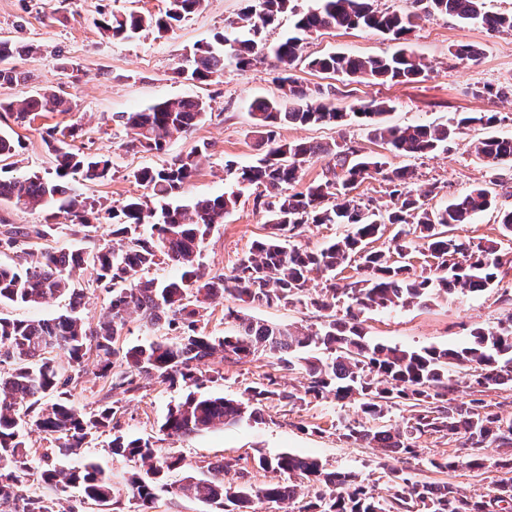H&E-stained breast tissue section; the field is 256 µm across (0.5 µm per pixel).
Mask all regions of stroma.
<instances>
[{
	"label": "stroma",
	"mask_w": 512,
	"mask_h": 512,
	"mask_svg": "<svg viewBox=\"0 0 512 512\" xmlns=\"http://www.w3.org/2000/svg\"><path fill=\"white\" fill-rule=\"evenodd\" d=\"M166 0H0V39L15 43L17 50L9 65L29 77L26 84L0 88V97L23 95L52 89L69 98L67 113L43 112L34 120L19 124L13 116L0 112V130L14 132L22 147L16 157L20 172L45 173L53 168L44 137L54 126L76 125L82 136L77 144L110 156L112 175L101 182L79 181L75 190L110 206L128 197L144 195L145 189L130 176L144 166L159 167L174 162L192 148L207 145L208 151L198 173L180 192L182 203L201 196H215L234 190L224 178V164H253L256 146L254 119L249 104L257 97H275L279 89L274 58L241 72L226 66L221 76L203 84L177 79L174 69L183 62L194 45L214 43L237 20L244 0H206L204 7L189 16L174 32L127 40L104 35L94 24L99 11L120 14H156L165 9ZM410 48L427 66L425 77L412 84H378L370 80H348L340 75L318 72L308 67L313 58L340 52L347 55L384 56L395 43L387 36L367 28L327 30L312 34L303 45V63L297 69L300 81L308 87L331 85L336 89V104L347 109L372 99L386 101L390 110L383 120L389 126L453 123L459 114L497 113L499 121L491 127L472 126L449 142L447 148L419 158L387 152L384 145L371 141L368 129L358 120L344 125H283L277 130L285 142H351L364 153L384 156L390 167L409 168L413 188L430 191V202L443 206L471 188L489 187L496 197V208L477 215L471 223L455 227L457 237L473 242L484 238L500 240L501 248L512 253V236H503L498 213L512 210V167L492 170L479 158L474 145L490 136L512 134V95L489 97L480 88H495L512 83V35L490 34L480 24H459L454 18L418 15L410 35ZM479 49L477 59H458V45ZM202 98L208 116L189 133L170 141L164 152L145 153L130 147L124 128L112 120L113 114L142 110L172 98ZM268 214L255 207L250 192H243L239 205L215 225L204 244L201 262L212 274L230 273L238 259L248 252L254 239L263 235ZM248 315L274 324L303 325L319 329L322 319L313 308L301 306H258L242 304ZM512 313V274L492 288L475 294L442 292L424 305H411L388 311H367L362 326L371 341L412 348H447L463 344L479 327L497 326ZM267 356L260 355L246 364H220L224 378L208 384L207 392L228 398L240 397L246 383L257 380L266 369ZM85 371L71 385L73 403L89 412L102 404L110 388L109 379L98 376L96 361L87 358ZM184 387H168L141 379L135 395L125 396L118 425L128 437L157 441L166 452L181 454L182 469L169 474L168 490L157 492L152 512H202L201 505L179 493L183 477L198 473L208 463L223 458H243L252 463L261 456L290 452L317 458L329 472L352 471L366 484L385 492L388 477L384 461L372 449L346 443L340 437L343 426L361 422L363 416L354 405L328 399L294 410L278 403L264 408V422L242 421L217 426L207 432L178 438L164 437L160 425L169 408L182 401ZM111 432L81 448L79 454L64 461L65 467L80 466L85 459H98L119 488L117 504L100 507L84 501L78 488H68L66 497L74 512H137L134 500L124 494L131 462L113 456L108 447ZM421 455L454 458L463 455L460 439L424 436L417 442ZM485 469L475 473L459 467L444 473L427 469L422 462H410L406 470L413 479L450 482L470 494L488 493L507 470L495 462L503 449L486 448Z\"/></svg>",
	"instance_id": "stroma-1"
}]
</instances>
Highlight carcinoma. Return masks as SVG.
Segmentation results:
<instances>
[{
  "mask_svg": "<svg viewBox=\"0 0 512 512\" xmlns=\"http://www.w3.org/2000/svg\"><path fill=\"white\" fill-rule=\"evenodd\" d=\"M295 0H249L231 33L217 36L224 49L210 44L194 46L189 65L175 74L204 83L224 71L229 57L239 71H247L267 58L260 41L264 29L286 13L295 17L294 34L277 44L276 81L283 90L278 99L256 98L251 104L258 143L266 147L256 163L238 166L225 163L237 183L253 190L254 206L269 212V232L253 242L228 275H210L199 262L213 227L237 207L235 192L197 198L184 205L179 194L197 173L206 150L194 148L167 167H141L132 171L136 184L150 190L153 203L132 197L107 209L72 193L76 179L106 180L112 160L99 153L74 148L79 127H56L47 131L46 145L54 155V171L0 175V202L28 210L57 207L43 224L10 226L0 231V249L21 252L24 263L0 264V306L38 305L66 295L65 314L41 320H11L0 317V506L8 512H63L60 499L47 500L24 493L31 476L30 448L22 428L45 434L52 443L44 455L40 480L66 492L80 487L83 498L101 506L112 500L114 487L109 473L88 460L79 468L55 463L56 456L77 453L97 433L116 428L121 407L105 404L85 412L71 400L69 385L52 353L64 355L76 373L83 372V358L96 352L100 376H112L111 390L134 394L145 377L165 385L191 389L171 408L160 426L162 434L187 436L218 425L244 419L262 420L263 407L278 402L296 408L334 399L358 403L373 425L344 426L342 438L364 443L385 459L405 463L418 456L416 440L426 435L462 436L466 449L461 461L431 457L427 464L438 472L464 466L482 470V450L491 444L512 447V421L500 415L480 397L489 390L512 387V314L491 329H478L455 348L372 344L361 322L366 310H387L418 305L440 291L477 293L499 283L512 270V257L493 239L464 242L452 234L458 224H469L490 209V192L476 186L453 202L430 205L431 191L417 194L410 188L412 172L390 169L381 156L362 153L354 145L282 142L275 128L286 124L339 125L353 116L369 127V135L388 150L407 157H422L448 144L472 125L498 121L494 112L470 113L451 125L385 126L380 117L390 110L387 102L373 100L354 106L351 112L336 107V93L303 86L295 71L301 59L303 37L321 30L364 27L376 30L400 44L389 56H349L330 53L314 58L308 66L351 80L372 78L382 83H412L423 77L426 65L405 48L414 28L413 14L378 10L375 0H316L313 8L297 12ZM205 0H168L159 16L102 11L98 28L115 39H129L142 32L168 33L200 10ZM424 11L449 15L461 23L479 21L488 31L512 34V13H490L485 0H427ZM14 47L0 41V86L21 85L28 76L7 67ZM0 111L9 112L22 124L40 112L70 111L69 101L50 93L0 99ZM208 105L196 98L168 99L143 110L122 112L112 119L132 134V143L146 153L160 152L205 120ZM21 142L0 132V160L14 157ZM476 153L488 166L512 163V136H494L479 141ZM327 157L334 161L329 176L305 191L287 194L284 188L299 181L305 165ZM387 186L385 208L364 204L353 192L375 176ZM112 219V245L95 255L78 249L32 251V239L54 236L57 213L67 215L73 234L97 230L100 212ZM311 224H350L353 231L319 251H308L292 242ZM396 227L387 253L370 247ZM424 241L419 249L414 239ZM170 262L181 269L180 277L159 281L149 277L156 265ZM351 267L364 278L343 285L336 275ZM91 269L97 287L112 294L105 320L91 325L82 316L83 291L72 287L76 272ZM326 272L330 278L320 289L311 285L310 274ZM226 296L244 303L266 306L301 305L321 313L324 326L308 332L292 325L256 320L235 307L224 308V320L232 332L210 336L201 326L208 306ZM346 299L345 315L336 314V302ZM147 325L165 322L176 332L171 341H146L130 347L119 342L132 315ZM227 363L249 361L264 354L279 366L298 370L306 382L291 390L278 387L271 374L245 386L243 399H228L196 393L206 382L224 379L208 367L216 354ZM456 368L469 371L471 399L454 397L459 380ZM410 408L403 425L388 422L395 406ZM112 455L141 462L144 471L133 473L127 493L139 512H149L156 490L167 486V475L184 467L183 458L164 453L150 439L115 435L109 444ZM255 465L272 470L280 480L256 487L250 471L238 458L222 459L206 466L199 476L185 477L182 494L209 506L211 512H253V504L288 505L289 512H512V479L497 483L490 494L469 495L451 483L412 480L405 469L388 467L387 494L377 492L353 472L331 473L313 458L282 452L260 456ZM229 474L236 479L227 482ZM311 487L313 495L303 502L298 487Z\"/></svg>",
  "mask_w": 512,
  "mask_h": 512,
  "instance_id": "cac0c4a2",
  "label": "carcinoma"
}]
</instances>
